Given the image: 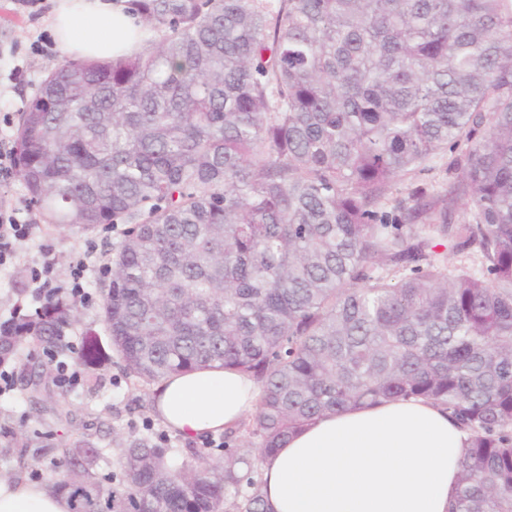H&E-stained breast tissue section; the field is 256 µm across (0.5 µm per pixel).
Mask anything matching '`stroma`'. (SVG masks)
<instances>
[{
    "label": "stroma",
    "instance_id": "obj_1",
    "mask_svg": "<svg viewBox=\"0 0 512 512\" xmlns=\"http://www.w3.org/2000/svg\"><path fill=\"white\" fill-rule=\"evenodd\" d=\"M54 0H39L29 9L18 0H0V113H9L6 147H14L21 113L37 88L63 59L58 48L35 54L31 45L49 34ZM455 177L448 172V156L433 158L425 171L398 178L387 195L389 203L406 200L415 190L430 196L447 193ZM0 200L18 209L33 226L31 239L16 243L12 264L0 267V323L16 312L31 313L41 301L27 279L30 266L42 262L39 246H54V277L59 286H68L72 265L86 255L91 266L87 275L89 304L78 305V316L66 331L74 349L66 362L80 380L71 390L56 382L55 355L34 343L24 344L5 363L12 377L11 391L0 393V478H24L51 483L58 476V464L65 448L89 444L104 449L109 457L98 476L112 484L119 473L116 463L119 439L148 438L171 448L184 449L185 441L168 430L152 410V385L143 383L125 370L118 355L93 369L78 361L77 348L84 337H98L110 347L103 303L108 285L104 272L121 242L124 226H101L91 232L60 233L43 223L29 206L20 178L0 182Z\"/></svg>",
    "mask_w": 512,
    "mask_h": 512
}]
</instances>
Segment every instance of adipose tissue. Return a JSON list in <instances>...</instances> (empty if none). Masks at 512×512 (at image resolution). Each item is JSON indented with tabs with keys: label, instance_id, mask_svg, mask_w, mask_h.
Segmentation results:
<instances>
[{
	"label": "adipose tissue",
	"instance_id": "adipose-tissue-1",
	"mask_svg": "<svg viewBox=\"0 0 512 512\" xmlns=\"http://www.w3.org/2000/svg\"><path fill=\"white\" fill-rule=\"evenodd\" d=\"M58 49L85 61L140 50L126 0H56ZM259 388L246 372L198 369L153 388L158 419L187 440L237 426ZM468 435L431 401L395 400L329 413L293 432L259 465L269 512H449ZM0 512H70L66 496L24 479L0 480Z\"/></svg>",
	"mask_w": 512,
	"mask_h": 512
}]
</instances>
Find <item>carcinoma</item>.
<instances>
[{
    "instance_id": "obj_1",
    "label": "carcinoma",
    "mask_w": 512,
    "mask_h": 512,
    "mask_svg": "<svg viewBox=\"0 0 512 512\" xmlns=\"http://www.w3.org/2000/svg\"><path fill=\"white\" fill-rule=\"evenodd\" d=\"M129 2L162 37L62 60L17 132L45 223L134 225L104 299L126 370L249 373L261 459L327 412L431 400L470 434L451 512H512V0ZM446 149L448 197L383 210ZM436 236L479 268L441 265ZM73 316L56 299L0 327V362L25 338L65 355ZM102 355L84 337L83 364ZM233 434L204 467L134 439L116 489L66 448L53 487L71 512H266Z\"/></svg>"
}]
</instances>
